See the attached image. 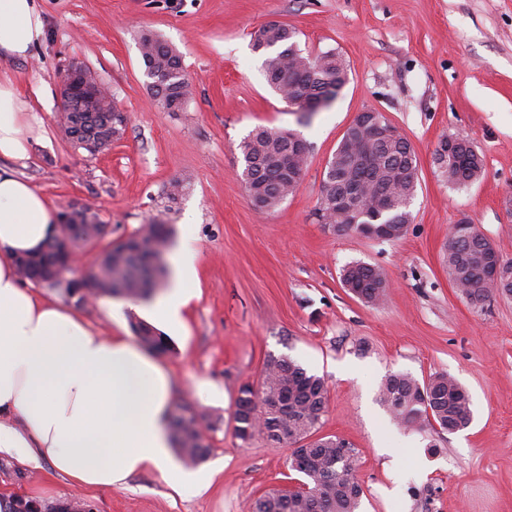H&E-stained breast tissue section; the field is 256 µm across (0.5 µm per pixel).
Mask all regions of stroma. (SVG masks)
<instances>
[{"mask_svg":"<svg viewBox=\"0 0 512 512\" xmlns=\"http://www.w3.org/2000/svg\"><path fill=\"white\" fill-rule=\"evenodd\" d=\"M44 35L26 58L0 56V79L25 101L26 159L0 157L64 213L92 205L108 239L165 224L175 254L191 250L194 297L175 327L149 301L102 296L76 304L65 290L32 284L42 298L78 308L94 329L131 335V320L164 331L158 359L172 406L193 408L209 455L191 468L210 476L202 495L171 490L154 468L125 485L85 489L49 464L0 457V494L38 498L42 512L71 499L94 512H255L265 491L295 483L290 445L265 435L241 441L235 402L258 383L268 359L287 357L324 377L320 434L350 442L363 489L359 512H512V298L467 299L444 255L452 224L468 218L512 261V0H37ZM276 20L301 49L336 51L349 81L310 117L293 112L267 84L250 34ZM151 33L177 49L192 95L169 112L151 97L139 51ZM85 65L127 116L122 137L97 155L75 149L61 123L58 79ZM383 113L411 142L418 162L412 221L397 240L320 224L322 177L358 113ZM258 127L286 129L308 145L299 187L277 209L256 210L240 177V142ZM466 133L482 175L450 185L438 156ZM176 200H168L172 185ZM193 239H185L186 224ZM380 267L383 302L343 288L340 272ZM452 376L468 393L469 427L398 424L379 401L383 379Z\"/></svg>","mask_w":512,"mask_h":512,"instance_id":"1","label":"stroma"}]
</instances>
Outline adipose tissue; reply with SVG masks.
Listing matches in <instances>:
<instances>
[{
    "mask_svg": "<svg viewBox=\"0 0 512 512\" xmlns=\"http://www.w3.org/2000/svg\"><path fill=\"white\" fill-rule=\"evenodd\" d=\"M35 0H0V52L27 56L42 36ZM24 118L10 85L0 83V155L24 159ZM55 215L47 199L0 169V455L33 466L48 462L84 488L122 486L146 467L177 493L208 481L170 464L167 369L125 336L93 329L78 313L25 288L16 259L41 250ZM178 285L154 313L179 322L195 285L190 251L174 258Z\"/></svg>",
    "mask_w": 512,
    "mask_h": 512,
    "instance_id": "adipose-tissue-1",
    "label": "adipose tissue"
}]
</instances>
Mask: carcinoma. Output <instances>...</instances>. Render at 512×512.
<instances>
[{
    "mask_svg": "<svg viewBox=\"0 0 512 512\" xmlns=\"http://www.w3.org/2000/svg\"><path fill=\"white\" fill-rule=\"evenodd\" d=\"M297 32L271 21L252 34V47L266 55L264 60L267 82L277 93L295 92L287 103L300 106L305 102H330L348 81L343 58L334 52L312 56L297 46ZM140 52L155 101L169 112L184 109L190 95V84L184 74L182 56L164 41L152 35L140 38ZM66 135H71L72 123H81L92 141L93 155L108 149L121 138L126 118L116 105L93 112L62 116ZM295 134L283 130L259 128L240 143L242 181L245 186L264 187L266 211L275 210L299 186L280 171L277 158L288 153ZM483 160L474 151H455L446 163L448 183L466 185L482 173ZM359 181L364 187L363 198L383 197L388 211L383 216L387 224L403 227L411 221L408 210L418 181L414 150L404 136L389 144L375 145L370 153L342 140L323 172L321 196L314 214L328 216L346 231H359L362 221L353 215L336 211L331 191L345 183ZM97 225L81 232L69 230L71 247H84L94 252L93 266L104 274L102 288L111 295L149 298L165 275L164 254L171 239V229L165 224H146L138 233L113 248L102 245L96 236ZM40 261H47L66 273L73 269L64 263V256L54 249L49 238ZM448 275L473 301H482L496 289L485 276V254L473 240L448 238L445 254ZM342 285L367 303L377 304L386 295L387 277L376 266L363 262L346 265ZM133 331L140 343L157 352L169 349L165 336L152 326L139 322ZM325 381L308 373L289 358L267 361L258 385L246 384L239 390L234 413L236 436L247 442L261 432L274 442L290 437L298 447L293 454L303 459L297 469L302 483L309 486L306 495L288 489H272L259 497L255 512H358L363 494L354 477L355 450L346 441L334 436L314 437L320 427L327 404ZM380 401L399 422L410 425L436 423L440 428L457 431L472 420L470 401L465 390L446 374H435L424 383L408 374H390L379 390ZM169 428L180 459L187 465H197L209 453V445L199 432L197 415L189 412L185 418L170 415Z\"/></svg>",
    "mask_w": 512,
    "mask_h": 512,
    "instance_id": "carcinoma-1",
    "label": "carcinoma"
}]
</instances>
